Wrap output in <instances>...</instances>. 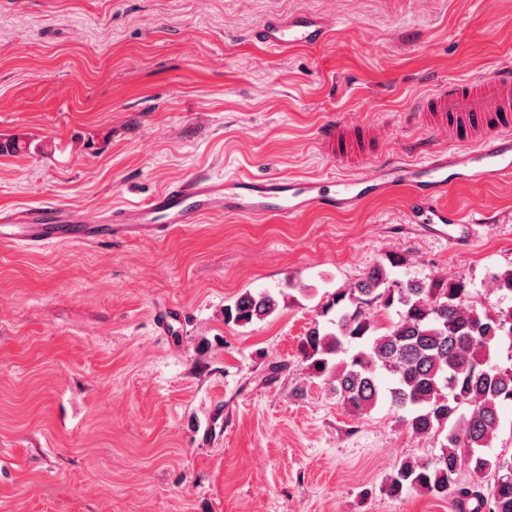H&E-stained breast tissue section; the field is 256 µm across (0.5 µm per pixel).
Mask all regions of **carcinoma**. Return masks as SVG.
<instances>
[{"mask_svg": "<svg viewBox=\"0 0 512 512\" xmlns=\"http://www.w3.org/2000/svg\"><path fill=\"white\" fill-rule=\"evenodd\" d=\"M31 148L48 145L0 139V155ZM402 265L391 257L332 293L321 307L325 321L314 322L302 339V360L346 411L362 416L385 403L412 435L445 434L437 458L401 462L388 478L390 495L451 496L463 507L475 502L472 512H512V454L486 452L501 407L512 404V363L495 361L500 342L512 341V267L492 275L509 304L490 311L460 280L391 277ZM278 307V294L248 291L224 307V321L246 326ZM392 308L396 318L380 322L378 313ZM463 468L472 476L468 484L458 483Z\"/></svg>", "mask_w": 512, "mask_h": 512, "instance_id": "1", "label": "carcinoma"}]
</instances>
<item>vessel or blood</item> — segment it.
Returning <instances> with one entry per match:
<instances>
[{
	"instance_id": "b4317fda",
	"label": "vessel or blood",
	"mask_w": 512,
	"mask_h": 512,
	"mask_svg": "<svg viewBox=\"0 0 512 512\" xmlns=\"http://www.w3.org/2000/svg\"><path fill=\"white\" fill-rule=\"evenodd\" d=\"M329 30L323 15L302 11L285 20L267 17L251 36L281 54L320 46ZM406 120L450 135L460 145L418 143L415 159L390 158L379 150L375 129L330 122L318 142L346 168L341 177L196 175L165 187L147 202L114 208L107 216L44 202L0 212V244L38 251L62 243L162 239L213 214L291 223L309 213L352 212L373 197L403 199L417 224H460L463 216L441 204L451 188L512 179L511 64L488 77L437 83L413 103Z\"/></svg>"
}]
</instances>
